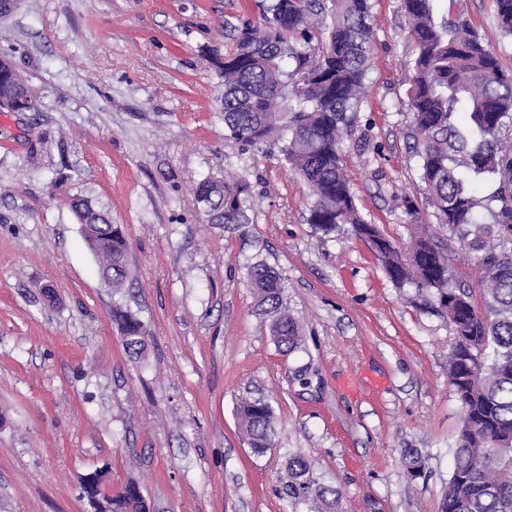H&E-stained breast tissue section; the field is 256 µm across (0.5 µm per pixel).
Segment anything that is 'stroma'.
<instances>
[{"instance_id":"1","label":"stroma","mask_w":512,"mask_h":512,"mask_svg":"<svg viewBox=\"0 0 512 512\" xmlns=\"http://www.w3.org/2000/svg\"><path fill=\"white\" fill-rule=\"evenodd\" d=\"M273 0H21L0 42L40 89L37 112L0 111V512H89L81 481L106 465L152 512H309L284 494L289 453L341 494L339 512H441L462 411L453 334L427 292L396 287L349 225L308 223L307 185L280 146L226 139L209 54L225 21ZM463 14L512 73L493 0ZM367 96L343 136L364 219L398 245L406 207L447 240L420 180L408 90L414 44L401 0H372ZM246 179L248 224L211 223L193 189ZM84 191L122 225L128 275L113 290L62 204ZM286 286L300 348L280 354L247 273ZM146 326L130 351L112 322ZM260 399L274 445L252 452L237 404ZM417 450L426 466L410 479ZM112 321L124 336L128 349L137 350L135 347L142 345V339L146 332L145 325L135 313L120 305H115L112 308Z\"/></svg>"}]
</instances>
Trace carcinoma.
I'll return each instance as SVG.
<instances>
[{"mask_svg": "<svg viewBox=\"0 0 512 512\" xmlns=\"http://www.w3.org/2000/svg\"><path fill=\"white\" fill-rule=\"evenodd\" d=\"M432 0H402L415 46L408 108L412 112L421 182L448 239L480 257L482 305L459 279L453 252L417 235L404 255L376 225L363 219L341 159L348 113L360 111L370 67L373 36L370 0H274L253 25L230 22L232 46L210 49L224 90L220 98L229 138L257 146L288 134L285 161L308 185L314 202L308 223L329 234L348 224L361 240L375 239L374 252L397 286L433 291L448 317L454 342L448 378L463 412L444 490L442 512H512V75L466 19L436 20ZM501 30L512 35V0H494ZM327 15L331 24L319 44L308 23ZM292 67L284 70V58ZM0 96L19 111H38L41 97L6 60H0ZM490 178L495 189L477 194ZM250 185L202 181L197 200L212 221L245 224ZM66 204L81 225L83 239L99 267L112 270V287L127 275L128 241L123 227L93 207L82 193ZM260 311L270 318L274 342L284 354L301 345L299 326L288 312L285 286L265 263L248 273ZM112 321L128 349L142 345L145 325L132 311L112 308ZM239 416L253 452L273 446V411L261 399L244 400ZM408 476L425 468L416 451L404 456ZM96 493L112 512H139L138 488L112 493L110 471L91 472ZM286 494L314 512H337L339 492L319 482L301 454L288 458Z\"/></svg>", "mask_w": 512, "mask_h": 512, "instance_id": "carcinoma-1", "label": "carcinoma"}]
</instances>
